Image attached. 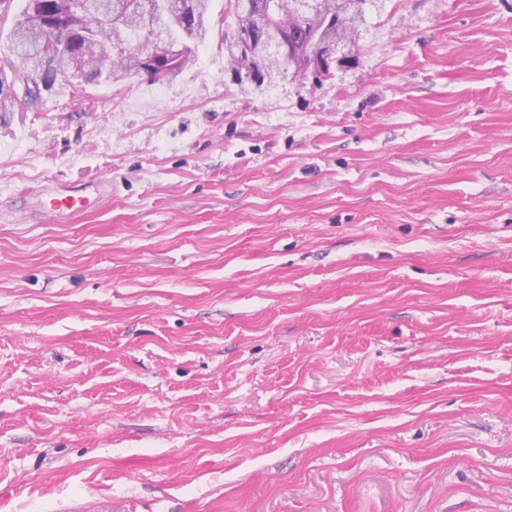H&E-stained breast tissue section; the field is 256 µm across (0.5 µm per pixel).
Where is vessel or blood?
<instances>
[{
    "mask_svg": "<svg viewBox=\"0 0 512 512\" xmlns=\"http://www.w3.org/2000/svg\"><path fill=\"white\" fill-rule=\"evenodd\" d=\"M112 195V182L104 178L82 186L48 185L37 193L39 211L50 221L66 223L91 211Z\"/></svg>",
    "mask_w": 512,
    "mask_h": 512,
    "instance_id": "1",
    "label": "vessel or blood"
}]
</instances>
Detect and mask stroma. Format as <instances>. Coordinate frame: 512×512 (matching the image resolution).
Masks as SVG:
<instances>
[{"instance_id":"35a3bbf8","label":"stroma","mask_w":512,"mask_h":512,"mask_svg":"<svg viewBox=\"0 0 512 512\" xmlns=\"http://www.w3.org/2000/svg\"><path fill=\"white\" fill-rule=\"evenodd\" d=\"M224 4L170 83L0 122V512H512V0H368L250 90ZM233 17L232 32L224 34V53L227 54V60L231 65L235 79L240 86L244 84H253L248 70H244L243 62L247 58L243 45L246 44L245 35L248 28L244 26L249 15H231ZM227 43V45H226ZM111 196L112 181L107 178L82 186L47 185L37 192L39 212L57 223L70 222Z\"/></svg>"}]
</instances>
